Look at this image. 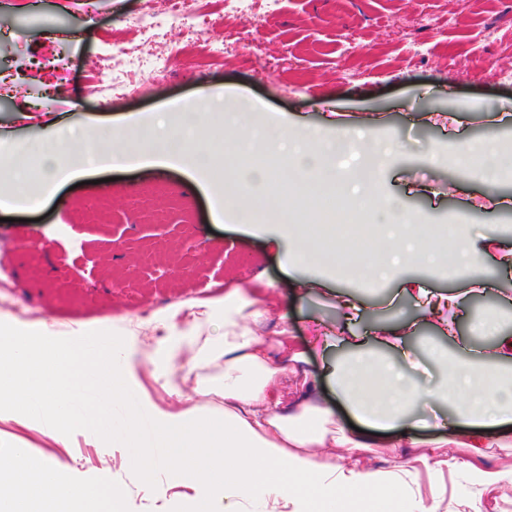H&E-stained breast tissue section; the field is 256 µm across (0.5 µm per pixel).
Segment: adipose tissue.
Masks as SVG:
<instances>
[{
  "instance_id": "1",
  "label": "adipose tissue",
  "mask_w": 512,
  "mask_h": 512,
  "mask_svg": "<svg viewBox=\"0 0 512 512\" xmlns=\"http://www.w3.org/2000/svg\"><path fill=\"white\" fill-rule=\"evenodd\" d=\"M187 124L167 126L156 133L148 123L128 124L119 145L97 146L88 140L66 136L47 142L39 165L23 180L21 189L0 191V210L40 207L53 196L61 183L75 176V159L84 166L100 163L120 168L132 158L143 163L165 165L185 157L190 146ZM253 151L237 149L236 168L225 178V210L214 213L216 222L257 225L252 198L232 191L245 181L254 195L268 189V174L252 161ZM394 224L387 232L386 250L371 260L382 271L401 262L422 264L431 257L423 246L418 217L397 201L386 204ZM498 250L503 262L512 261V242L487 232L481 246H474L457 232H449L443 243L449 264L475 267L484 252ZM263 315L255 298L232 292L224 296V334L219 340H204L190 353L171 350L172 367L191 370L217 361L223 362L222 415H207L200 408L166 411L151 407L154 419L151 435H144L139 415L127 413L122 424L120 445L137 448L131 466L134 473L148 476L147 487L156 498L165 499L174 485L204 483L194 500V512H216L215 493H222L223 512H239L241 501L253 498L272 500L292 507L293 512H328L346 493L367 492L375 479L366 472L347 471L317 464L313 451L334 440L352 450L372 447L370 430H385L406 423L407 404L419 394L413 380L391 364L349 361L332 366L340 397L362 419L365 431L351 428L330 431V410L320 402L322 393L313 385L293 402H286L275 382L289 365L303 363L287 334L268 343L253 329ZM447 371L464 408L456 417L462 434L473 451L492 447L486 430L506 420L512 421V377L503 378L495 369L478 366L467 358L450 362ZM167 449L162 468H155L152 451ZM112 492H100L83 485L61 481L56 465L47 459L14 450L0 457V502L9 512H115Z\"/></svg>"
}]
</instances>
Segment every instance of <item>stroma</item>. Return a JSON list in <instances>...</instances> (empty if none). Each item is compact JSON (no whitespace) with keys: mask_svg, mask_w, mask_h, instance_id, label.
I'll use <instances>...</instances> for the list:
<instances>
[{"mask_svg":"<svg viewBox=\"0 0 512 512\" xmlns=\"http://www.w3.org/2000/svg\"><path fill=\"white\" fill-rule=\"evenodd\" d=\"M143 7L144 0H0V131L9 134L0 140V166L14 167L18 143L38 151L65 127L92 137L185 112L207 115L198 138L204 152L213 137L239 139L254 124L280 121L291 132L318 128L330 138L359 130L362 146L390 145L394 152L365 204L347 193L337 196L339 209H359V222L374 226L392 198L435 231L464 224L477 240L491 227L512 240V0H277L272 8L253 0L248 14L224 0H185L188 11L208 21L206 43L225 47L210 59L199 49L184 51L189 35L177 23L159 30L140 24ZM239 32L258 41L262 55L230 43ZM115 44L128 48L129 57L112 76H97ZM160 56L167 59L163 76L156 69ZM479 58L486 67L476 66ZM471 142L495 148L494 179L458 164ZM86 178L78 187L63 185L39 210L19 209L13 221L0 222V276L14 283L0 321L58 337L81 325L123 332L139 350L137 381L158 407L220 410L223 397L199 384L218 376L219 367L178 379L173 394L158 376L171 346L197 330L223 333V310L199 329L188 320L202 291L218 298L243 290L267 311L258 334L287 330L306 353L307 365L287 374L289 390L321 380L335 426L358 418L339 400L325 360L389 359L423 390L408 418L427 426L403 433L424 438L425 446L355 454L317 449L320 463L403 479L396 502L371 491L337 501L335 512H512V424L492 429L496 445L483 454L466 448L456 434L457 400L445 370L447 360L478 361L490 353L493 338L480 328L489 312L512 334V268L498 253L465 273L440 263L405 265L381 280L326 259L289 268L282 254L295 244L279 225L258 231L213 222L215 197L182 166L102 167ZM492 194L510 206L494 207ZM405 279L433 296L463 291L467 297L461 308L430 319L427 306L400 294ZM473 282L481 285L474 294ZM347 301L358 305L357 318H347ZM171 305L179 313L167 332L155 315ZM407 322L413 328L404 351L374 336L378 325ZM447 322L456 323V338L444 332ZM319 336L328 337L329 347L315 345ZM0 443L53 460L68 481L122 490L126 512H193L196 488L174 487L157 501L127 471L119 449L89 431L52 436L38 421L6 412ZM474 468L501 477L479 483L470 475Z\"/></svg>","mask_w":512,"mask_h":512,"instance_id":"obj_1","label":"stroma"}]
</instances>
